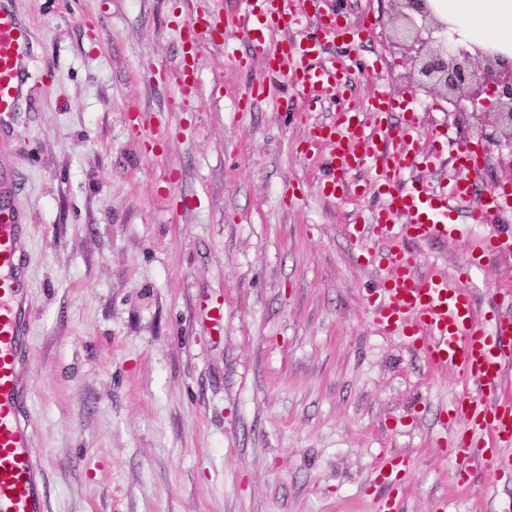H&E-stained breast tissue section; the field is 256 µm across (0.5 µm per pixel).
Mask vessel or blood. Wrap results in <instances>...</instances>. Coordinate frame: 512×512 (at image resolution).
<instances>
[{
  "instance_id": "obj_1",
  "label": "vessel or blood",
  "mask_w": 512,
  "mask_h": 512,
  "mask_svg": "<svg viewBox=\"0 0 512 512\" xmlns=\"http://www.w3.org/2000/svg\"><path fill=\"white\" fill-rule=\"evenodd\" d=\"M294 0H239L233 14H225L223 0H207L184 23L189 43L204 40L224 45L227 33L241 35L253 58L267 73L287 76L303 94L304 106L323 99L338 100L335 119L315 125L307 137L311 149L328 153L327 173L320 189L324 197L343 199L348 178L365 170L382 196L370 223L348 224L344 233L382 274L368 303L374 323L386 332L401 331L435 371H452L466 385L454 402L452 416L464 417L468 429L458 437L457 480L473 467L512 475V315L498 314L500 302L512 298V284L504 283L492 296L489 310L477 307L471 288L446 274L419 272V249L453 236L456 201L471 191L464 175L452 183L433 186L418 177L429 157L413 146L414 123L393 127L383 122L393 99L376 88L365 104L342 100L347 71L325 54L329 43L355 44L370 31L367 24L345 27L335 17L320 16L312 33L294 37L299 26ZM29 50L28 33L6 0H0V138L13 129L24 97ZM512 207V197L489 192L471 210L475 224L492 223ZM30 226L8 204H0V512H49L46 467L32 451L33 434L27 402L30 392L31 294L26 254ZM383 251H376L375 242ZM479 260L512 259V236L487 240ZM400 463L384 459L375 483L380 493L377 512H404L398 493Z\"/></svg>"
}]
</instances>
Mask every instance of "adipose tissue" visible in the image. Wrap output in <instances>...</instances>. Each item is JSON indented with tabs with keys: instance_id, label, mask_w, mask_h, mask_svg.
Segmentation results:
<instances>
[{
	"instance_id": "1",
	"label": "adipose tissue",
	"mask_w": 512,
	"mask_h": 512,
	"mask_svg": "<svg viewBox=\"0 0 512 512\" xmlns=\"http://www.w3.org/2000/svg\"><path fill=\"white\" fill-rule=\"evenodd\" d=\"M459 45L495 47L512 58V0H431Z\"/></svg>"
}]
</instances>
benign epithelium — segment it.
I'll return each instance as SVG.
<instances>
[{
  "instance_id": "1",
  "label": "benign epithelium",
  "mask_w": 512,
  "mask_h": 512,
  "mask_svg": "<svg viewBox=\"0 0 512 512\" xmlns=\"http://www.w3.org/2000/svg\"><path fill=\"white\" fill-rule=\"evenodd\" d=\"M386 39L402 50L413 92L445 97L470 148V131L512 148V62L492 49L470 52L448 36V24L436 17L429 0H392ZM493 133L486 134L487 128Z\"/></svg>"
}]
</instances>
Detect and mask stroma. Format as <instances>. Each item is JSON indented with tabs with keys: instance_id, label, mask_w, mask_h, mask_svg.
<instances>
[{
	"instance_id": "obj_1",
	"label": "stroma",
	"mask_w": 512,
	"mask_h": 512,
	"mask_svg": "<svg viewBox=\"0 0 512 512\" xmlns=\"http://www.w3.org/2000/svg\"><path fill=\"white\" fill-rule=\"evenodd\" d=\"M29 31L25 96L0 146V197L30 226V417L47 465L49 512H375L380 457L407 462L406 512H486L512 478L466 483L437 448L467 424L463 391L408 338L381 332L365 288L378 271L344 233L381 199L322 198L309 123L281 77L245 108L261 67L203 45L183 92L180 22L199 0H8ZM372 33L328 46L365 102L381 84L414 113L423 176L458 175L460 135L443 100L417 109L383 32L392 0H297ZM378 71H368L370 61ZM150 115L139 125L136 114ZM455 238L421 247L423 269L469 267L478 306L505 268L469 265L472 247L512 232V208L471 223L472 201L507 181L512 150L485 145ZM224 306L216 333L204 308Z\"/></svg>"
}]
</instances>
